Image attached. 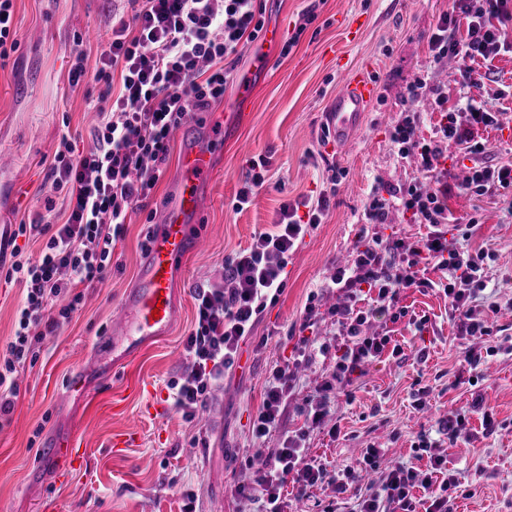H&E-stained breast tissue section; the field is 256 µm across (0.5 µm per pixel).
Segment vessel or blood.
Masks as SVG:
<instances>
[{
  "instance_id": "1",
  "label": "vessel or blood",
  "mask_w": 512,
  "mask_h": 512,
  "mask_svg": "<svg viewBox=\"0 0 512 512\" xmlns=\"http://www.w3.org/2000/svg\"><path fill=\"white\" fill-rule=\"evenodd\" d=\"M374 96L367 75L343 80L329 102L324 125L337 144L347 145L360 132L366 107ZM212 169L210 149L192 142L182 151L181 174L173 186V198L163 220L152 228L149 248L130 288L125 291L112 327L99 342L111 349L114 362L133 355L143 345L167 336L181 318L176 297L178 277L185 260L202 241L195 231L202 212V181ZM57 461L81 471L89 465L85 439L75 434L56 436L52 444Z\"/></svg>"
}]
</instances>
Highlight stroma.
<instances>
[{
	"label": "stroma",
	"mask_w": 512,
	"mask_h": 512,
	"mask_svg": "<svg viewBox=\"0 0 512 512\" xmlns=\"http://www.w3.org/2000/svg\"><path fill=\"white\" fill-rule=\"evenodd\" d=\"M267 24H279L282 36L299 34L289 55L280 44L266 47L263 63L244 48L239 73H253V85L240 92L230 85L224 100L205 112L192 113L176 130L170 158L149 200L147 211L131 214L123 239L112 250V276L100 288L87 290L83 308L55 336L47 337L34 363L20 368L19 394L8 422L0 425V512H181L180 488L193 487L197 512H256V503L236 492L245 465L258 443L253 419L262 404L264 383L275 365L296 355L294 334L307 304H315L320 341L335 344L328 311L342 302L340 292L325 289L337 265L347 262L359 231L412 243L425 236L426 225L410 214L390 210L386 223L362 225L364 205L379 184L401 185L416 175L413 157H401L390 130L405 108L407 88L417 79L438 86L449 101L469 97L492 112L512 116V97L500 94L512 85V52L492 63L456 56L453 63L433 64L429 41L452 0H261ZM20 48L0 66V229L27 219L53 190L47 178L61 137L78 148L91 144L101 87L94 80L98 47L111 33L113 15L126 12V0H15ZM316 19L304 25L307 11ZM82 33L87 75L70 88L73 33ZM491 68V81L461 87L458 76ZM368 69L376 94L367 108L363 129L340 152L322 136V114L341 78ZM207 137L214 172L199 222L203 243L186 261L182 316L173 331L113 364L111 355L96 353L100 336L126 288L135 278L147 219L161 221L171 186L180 169L187 139ZM269 162V181L249 206L232 204L250 162ZM328 194L321 224L310 228L288 260L287 285L269 303L253 337L241 348L239 367L224 376L200 421L188 423L173 407L161 414L144 410L145 396L125 391L129 382L155 385L168 398L167 383L183 368V342L195 316L192 288L214 276L224 255L247 247L255 233L271 229L284 201L311 200ZM455 216L478 214L481 226L468 242L488 256L486 289L477 303L482 310L512 300V194L474 197L457 193L448 200ZM399 304L408 318L392 323L401 354L384 352L365 368L351 393H330V426L314 430L308 457L328 470L356 464L364 449H384L387 459L414 462L427 470L428 459H415L421 438L438 440L435 422L480 391L500 427L487 433L480 416L469 418L470 439L448 444V465L465 488L454 512H512V353L489 357L478 385L462 362L467 349L484 352L486 343L458 335L448 321V299L438 290L403 291ZM426 317L422 338H414L409 317ZM425 360H418V349ZM334 361L316 355L301 374L284 427H294L316 384L330 380ZM79 390H72V383ZM430 394L425 408L415 402L417 390ZM123 395L125 415L112 413V398ZM135 431L137 442L123 451L111 448L113 433ZM82 435L90 463L65 485L49 447L62 432Z\"/></svg>",
	"instance_id": "35a3bbf8"
}]
</instances>
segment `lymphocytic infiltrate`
I'll return each mask as SVG.
<instances>
[{"instance_id":"lymphocytic-infiltrate-1","label":"lymphocytic infiltrate","mask_w":512,"mask_h":512,"mask_svg":"<svg viewBox=\"0 0 512 512\" xmlns=\"http://www.w3.org/2000/svg\"><path fill=\"white\" fill-rule=\"evenodd\" d=\"M512 0H452V10L438 23L430 42L433 63L465 55L489 62L512 47L507 32ZM131 17H113L111 36L99 57L95 79L103 86L99 120L90 131L92 147L76 152L61 139L47 177L55 194L44 201L45 212L28 223L0 233V277L20 285L24 296L17 310L15 331L0 349V417L9 415L19 393L18 366L36 359L41 344L68 324L83 305L85 291L103 285L112 272V249L122 238L134 210H146L171 148V137L191 112L206 111L224 99L237 78L243 46L258 42L265 32L259 0H130ZM465 18V36H457L456 21ZM429 102L439 119L429 136H421L422 102ZM465 120L448 109V99L436 86L418 80L408 90L406 107L393 125L390 139L400 156L415 157L420 175L413 182L376 188L367 199V223H385L390 209L412 213L426 225L425 238L407 246L378 236H365L355 247L350 264L337 267L331 287L344 293V304L332 308L336 345L312 349L305 332L319 312L305 308L296 348L299 361L314 352L334 353L332 382L319 386L299 410L301 423L277 447L260 449L261 468L239 484L242 498L260 504V512H287V487L335 485L337 493L353 492L358 512H452L451 491L458 486L447 470V458L432 453V441L420 440L416 455H428L431 474L421 475L411 464L382 467L380 449H365L357 466L331 472L308 458V428L329 412L332 386L354 385L364 367L385 350L400 353L389 330L371 331L379 318L397 321L401 292L409 288L442 290L448 298V318L457 332L478 340L492 336L487 317L475 305L486 286L484 249L459 247L448 235L456 218L448 208L454 190L484 195L512 189V164L469 167L459 185L444 182L441 166L448 145L470 157L483 153L475 140L477 126H494L499 115L483 104L467 103ZM328 196L283 202L272 230L256 233L246 248L220 263L215 279L196 286L192 329L184 341L185 366L168 383L169 396L186 422H194L226 372L238 361L242 344L286 286L288 257L309 229L321 223ZM38 240V256L27 255L24 241ZM9 261H2V254ZM441 273L426 278L428 269ZM299 362L275 366L264 386L263 402L253 420L256 438L278 432L294 394ZM441 481H434V474ZM422 488L415 497L414 488Z\"/></svg>"}]
</instances>
